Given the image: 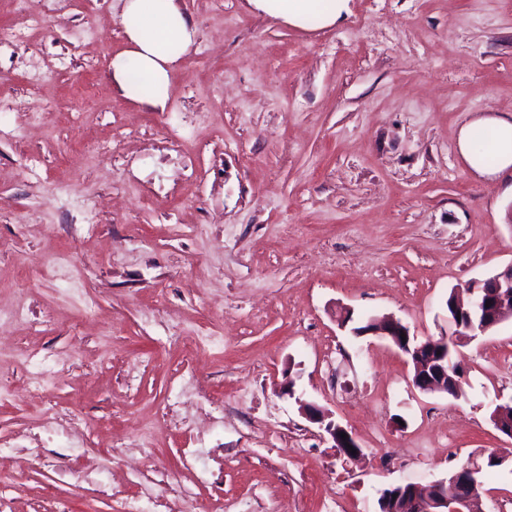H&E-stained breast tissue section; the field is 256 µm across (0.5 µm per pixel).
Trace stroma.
<instances>
[{
    "label": "stroma",
    "mask_w": 512,
    "mask_h": 512,
    "mask_svg": "<svg viewBox=\"0 0 512 512\" xmlns=\"http://www.w3.org/2000/svg\"><path fill=\"white\" fill-rule=\"evenodd\" d=\"M176 3L194 44L161 107L112 80L122 0H56L43 26L0 40V311L39 324L0 328V448L42 450L15 512H47L46 491L106 512L92 495L112 479L170 493L191 485L194 448L213 474L199 491L224 512H377L389 485L512 451L490 418L512 404V317L460 344L457 398L413 388L389 341L336 321L347 308L352 326L448 336L450 292L512 264V176L473 173L458 149L473 120L512 115V0H350L315 32L248 0ZM93 142L110 152L88 158ZM51 252L68 259L55 274ZM175 320L223 346L186 359ZM37 355L66 369L40 404L25 392ZM146 427L155 455L107 458L106 439ZM483 488V512H512V470ZM300 411L301 414L306 417V419H308L310 422L314 424H318L319 427H321L329 435L330 439L333 442V448H338L339 452L344 454V452H342L341 450L348 452L349 448H347V445H351L352 448H355L354 450H356V453H350L354 455L352 458L360 455L361 447L359 446L351 432H349L347 428L336 423V421H326L328 419V416H326L317 405L313 403H301ZM341 433H345L347 435V438L342 439Z\"/></svg>",
    "instance_id": "stroma-1"
}]
</instances>
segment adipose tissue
<instances>
[{"label": "adipose tissue", "instance_id": "1", "mask_svg": "<svg viewBox=\"0 0 512 512\" xmlns=\"http://www.w3.org/2000/svg\"><path fill=\"white\" fill-rule=\"evenodd\" d=\"M248 2L256 12L301 30L332 27L349 11V0ZM124 17L126 47L112 59V78L125 98L165 104L173 66L192 46L194 31L175 0H125ZM459 149L479 175L512 173V118H477L461 130Z\"/></svg>", "mask_w": 512, "mask_h": 512}]
</instances>
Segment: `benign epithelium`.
<instances>
[{
  "instance_id": "1",
  "label": "benign epithelium",
  "mask_w": 512,
  "mask_h": 512,
  "mask_svg": "<svg viewBox=\"0 0 512 512\" xmlns=\"http://www.w3.org/2000/svg\"><path fill=\"white\" fill-rule=\"evenodd\" d=\"M470 302L456 298L451 303L454 337L424 341L410 334L409 327L397 319H369L362 329H353L356 336H381L398 348L413 366L411 383L418 390L441 392L458 398L462 395V371L454 368L451 355L462 340L472 339L496 328L506 317L512 316V264L468 290ZM491 306H486V301ZM301 414L319 425L330 437L335 448L352 446L356 453L361 447L351 432L333 420L313 403L300 404ZM347 438H342L341 434ZM482 468L475 459L443 479L427 484L403 483V498L396 501L393 512H479L482 498Z\"/></svg>"
}]
</instances>
